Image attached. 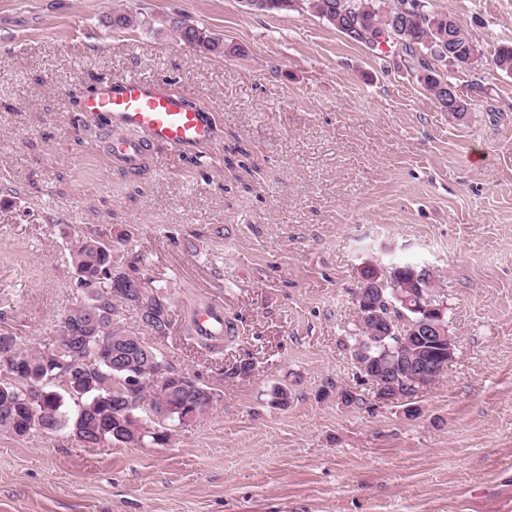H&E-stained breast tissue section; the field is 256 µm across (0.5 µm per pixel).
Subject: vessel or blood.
<instances>
[{"label": "vessel or blood", "mask_w": 512, "mask_h": 512, "mask_svg": "<svg viewBox=\"0 0 512 512\" xmlns=\"http://www.w3.org/2000/svg\"><path fill=\"white\" fill-rule=\"evenodd\" d=\"M85 109L110 133L108 162L132 172L139 171L155 147L184 154L206 147L215 137L212 113L192 108L182 97L137 77L98 81ZM195 318L200 335L222 334L224 312L219 305L196 309Z\"/></svg>", "instance_id": "1"}]
</instances>
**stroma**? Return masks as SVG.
<instances>
[{"instance_id":"stroma-1","label":"stroma","mask_w":512,"mask_h":512,"mask_svg":"<svg viewBox=\"0 0 512 512\" xmlns=\"http://www.w3.org/2000/svg\"><path fill=\"white\" fill-rule=\"evenodd\" d=\"M430 2L483 51L451 73L461 119L309 11L0 0V332L51 343L81 299L65 242L94 232L176 314L216 301L239 317L231 352L256 364L162 447L0 435V512H512V73L493 64L512 0ZM115 12L146 22L106 27ZM179 15L224 54L180 42ZM127 76L215 113L212 147L108 164L85 102ZM399 259L432 270L456 351L416 399L385 404L344 344L361 264ZM156 345L214 376L182 327ZM280 384L285 409L269 403ZM345 387L359 403L336 399Z\"/></svg>"}]
</instances>
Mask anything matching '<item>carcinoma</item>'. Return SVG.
Returning a JSON list of instances; mask_svg holds the SVG:
<instances>
[{"label":"carcinoma","mask_w":512,"mask_h":512,"mask_svg":"<svg viewBox=\"0 0 512 512\" xmlns=\"http://www.w3.org/2000/svg\"><path fill=\"white\" fill-rule=\"evenodd\" d=\"M297 3L298 8L314 13L360 44L366 43L367 35L388 25L384 0H262L261 11L287 13L298 9ZM169 26L184 44L224 54V38L193 21L181 16L170 19ZM450 36L463 54L481 51L457 22ZM403 39L399 58L433 100L439 101L441 84L449 75L435 73L428 56L442 40L440 29L427 21L410 19ZM494 63L502 71L512 70V45L499 46ZM67 250L74 286L83 301L58 322L54 343L43 349L24 350L18 347L15 336L0 332V353L16 351L24 360L17 367H9L8 377L0 379V432L19 436L27 427L32 431L67 429L78 433L89 446L126 445L133 437L140 446L168 444L172 428L182 425L184 418L212 409L211 387L196 376L180 373V386L166 396L164 423L155 427L153 419H143V413L160 406L156 386L149 377L154 364L163 361L172 372L175 366L146 337L138 342L130 339L132 333L120 324L111 289H117L126 303L133 304L137 287L144 288L147 282L138 266L115 263L112 244L101 237L77 235L69 241ZM379 273L388 295L410 294L418 288L433 290L432 274L424 264L394 262L379 267ZM156 292L161 294L162 302L145 314L142 325L151 335L166 337L170 334L166 318L174 316L173 304L163 288ZM224 324V334L203 337L205 348L215 354L221 353L219 341L235 338L237 324L230 318L224 319ZM253 370L254 362L249 357L234 361L227 358L220 363V382L230 384ZM131 375L142 376L134 389L138 407L134 418H118L117 406L128 397L123 380ZM28 402L38 408L31 416L23 409Z\"/></svg>","instance_id":"carcinoma-1"}]
</instances>
